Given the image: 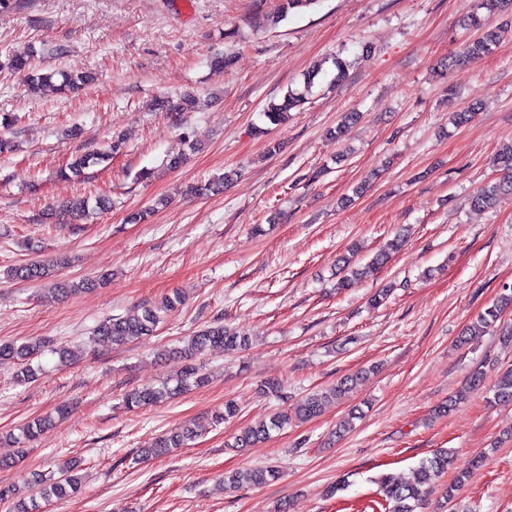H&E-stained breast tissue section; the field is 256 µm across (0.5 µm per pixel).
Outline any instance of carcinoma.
Returning a JSON list of instances; mask_svg holds the SVG:
<instances>
[{"label":"carcinoma","instance_id":"obj_1","mask_svg":"<svg viewBox=\"0 0 512 512\" xmlns=\"http://www.w3.org/2000/svg\"><path fill=\"white\" fill-rule=\"evenodd\" d=\"M315 0H285L281 11L266 16V24L275 26L291 12H299ZM469 25L479 30V35L466 43L463 48L451 57V65L465 67L472 60L486 56L500 46L498 31L485 25L481 18L473 15L468 18ZM3 65L13 72L21 75L33 92L58 80L57 90L62 94L73 92L84 85L91 83L94 77L89 73H68L63 71L42 72L32 67L30 57H9ZM305 97L298 92L289 91L283 98L263 110V116L274 126L281 125L288 117V112L301 107ZM122 150V141L115 139L104 151H96L76 156L60 176L69 181H79L85 175V170L106 162ZM503 177L490 184L474 199L477 207H490L503 196L512 194V145L506 147L499 157ZM109 198L99 196L91 199L83 195H75L68 199L58 210H51L50 215L58 218L60 214L84 215L90 210L102 212L109 208ZM403 243L400 233H395L388 240L372 260L363 267L354 265L352 257L341 258L339 277L336 288H348L352 279L361 277L380 266L388 263L391 254L398 251ZM7 275L13 279L29 282L45 283L55 275L54 266L40 262H28L11 268ZM95 283L89 279L72 280L68 282H54L50 290L60 295H71L94 288ZM184 304V297L179 292L165 296L161 302L146 304L140 308V313L126 317L108 318L101 321L95 328L96 335L110 341L116 346H125L143 336L155 333L158 323L163 315L178 310ZM512 306V289L505 288L492 306L485 309L471 321L458 337V343L466 345L476 337L482 336L495 327L504 310ZM250 338L243 332L229 329L222 324H216L198 331L187 343L180 348H173L171 352L181 354L188 361L181 373L173 380L165 381L158 386H147L133 389L125 394L123 402L126 409L134 411L147 406L157 405L176 398L194 388L207 383V376L202 367L194 363V359L212 347H221L227 353H235L249 346ZM44 348L43 341L37 339L21 344L9 341H0V363L15 365V377L22 383H28L36 378V370L31 365ZM379 369L374 365L368 369H361L348 374L336 382V385L325 391L313 392L298 399L288 408L277 412L269 419L249 426L236 436L234 447H252L271 436V432L281 430L291 420L305 421L320 415L325 407L336 399H341L350 392L364 375ZM493 400L498 403H512V367L507 369L495 382ZM67 414V406L60 405L56 409V417H42L25 423L19 434H11L7 439L24 447L35 441L43 432L52 427L55 419ZM197 436V431L190 426L177 427L152 438L144 448L140 449L139 456L152 459L166 455L177 448H184L188 442ZM452 463V455L446 450H439L432 457L419 463L415 470L414 480L401 482L390 475H383L379 479L380 488L385 498L384 512H418L430 493V483L434 476L448 470ZM280 470L275 466H255L239 470L224 476V481L231 487L252 486L259 487L277 481ZM84 477L79 474L78 466L72 464L60 472L59 477L38 476L30 483L29 493L21 494L15 486L0 487V500H12V512H39V501H48L53 498L64 499L75 496L82 491Z\"/></svg>","mask_w":512,"mask_h":512}]
</instances>
